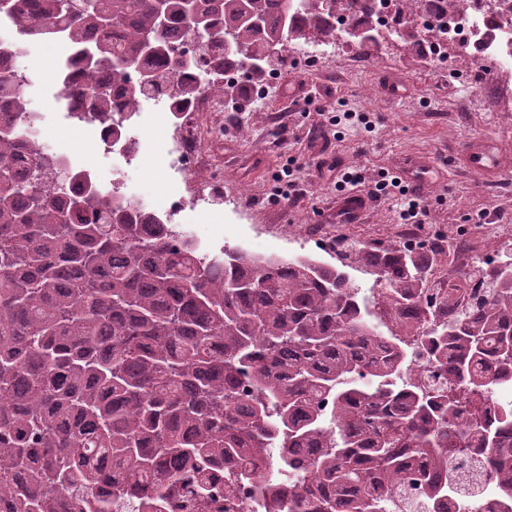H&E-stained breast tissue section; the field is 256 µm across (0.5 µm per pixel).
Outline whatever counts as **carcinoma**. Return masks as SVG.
<instances>
[{
	"label": "carcinoma",
	"mask_w": 512,
	"mask_h": 512,
	"mask_svg": "<svg viewBox=\"0 0 512 512\" xmlns=\"http://www.w3.org/2000/svg\"><path fill=\"white\" fill-rule=\"evenodd\" d=\"M336 2L0 0V512H207L224 470L240 489L262 482L266 512H390L411 490L426 512L451 500L482 512L448 467L473 451L497 512H512V406L459 422L461 399L512 382V244L474 267L470 293L435 301L433 271L456 243L351 245L396 334L434 361L437 383L420 386L343 267L205 252L138 201L106 199L31 133L29 45H68L60 100L116 145L128 138L117 112L225 94L188 70L237 62L252 76L272 43L336 39ZM179 25L218 52L185 58ZM226 38L242 51L224 52ZM108 70L129 82L122 94Z\"/></svg>",
	"instance_id": "cac0c4a2"
}]
</instances>
